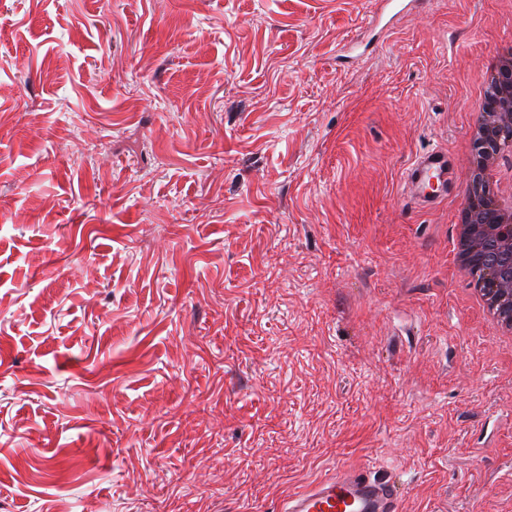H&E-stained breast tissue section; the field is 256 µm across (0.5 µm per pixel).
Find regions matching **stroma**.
<instances>
[{
	"instance_id": "35a3bbf8",
	"label": "stroma",
	"mask_w": 512,
	"mask_h": 512,
	"mask_svg": "<svg viewBox=\"0 0 512 512\" xmlns=\"http://www.w3.org/2000/svg\"><path fill=\"white\" fill-rule=\"evenodd\" d=\"M0 0V512H279L336 465L512 512V346L453 268L512 0ZM381 4L380 13L374 14L368 21L369 32L362 38L350 41V50L363 46L365 49L372 45L373 36L371 35V27L377 23L381 24L385 20L387 25L395 16L400 13L407 12L420 16L425 13L427 0H378ZM405 183L421 204H431L448 196V183L456 188L461 178L448 153L433 150L419 155L406 169Z\"/></svg>"
}]
</instances>
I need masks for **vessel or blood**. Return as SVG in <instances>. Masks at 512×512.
Listing matches in <instances>:
<instances>
[{
  "instance_id": "vessel-or-blood-1",
  "label": "vessel or blood",
  "mask_w": 512,
  "mask_h": 512,
  "mask_svg": "<svg viewBox=\"0 0 512 512\" xmlns=\"http://www.w3.org/2000/svg\"><path fill=\"white\" fill-rule=\"evenodd\" d=\"M372 20L382 23L400 13L422 15L427 0H379ZM405 182L418 202L431 204L447 197L448 188L461 178L446 151L419 155L407 168ZM400 488L392 473L382 468L368 470L339 465L296 492L282 512H398Z\"/></svg>"
}]
</instances>
